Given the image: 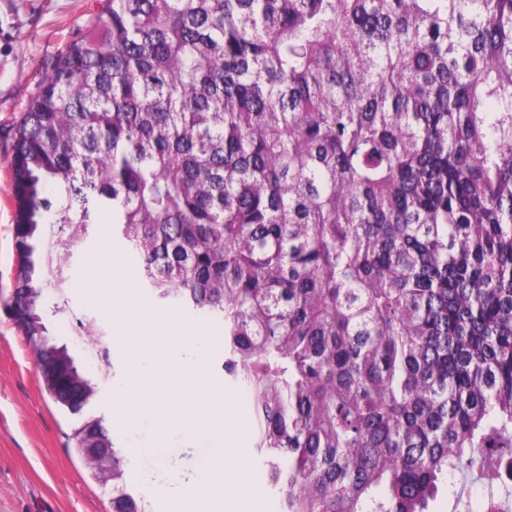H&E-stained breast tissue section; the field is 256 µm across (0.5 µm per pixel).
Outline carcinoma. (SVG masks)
Wrapping results in <instances>:
<instances>
[{"instance_id": "carcinoma-1", "label": "carcinoma", "mask_w": 512, "mask_h": 512, "mask_svg": "<svg viewBox=\"0 0 512 512\" xmlns=\"http://www.w3.org/2000/svg\"><path fill=\"white\" fill-rule=\"evenodd\" d=\"M13 138L32 341L107 217L159 299L224 319L283 512L512 479V0H104ZM38 355L80 413L97 382ZM72 441L145 512L102 419Z\"/></svg>"}]
</instances>
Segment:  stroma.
Wrapping results in <instances>:
<instances>
[{
  "mask_svg": "<svg viewBox=\"0 0 512 512\" xmlns=\"http://www.w3.org/2000/svg\"><path fill=\"white\" fill-rule=\"evenodd\" d=\"M100 9L99 0H0V512H111V486L96 481L70 440L74 427L87 418L104 419L117 447L127 449L125 487L148 510L167 474L185 479L193 471L195 443L180 433L170 437L174 453L167 470L132 453L136 431L119 422L112 407V391L126 374L124 357L117 341L109 340L111 372L99 377L72 316L99 319L107 331L112 321L103 318L84 294L68 292L70 315L53 318L48 325L51 334L67 344L78 367L97 380L96 400L76 415L54 403L24 337L3 308L13 291L16 269V203L9 171L12 128L51 61L85 32ZM105 241L129 271H136V256L106 222L94 225L87 241L74 250L72 270L87 267ZM225 394L238 419L242 470L252 480L248 492L232 486L228 495L241 499L244 512H281L282 497L264 480L265 467L252 451L254 423L248 397L232 388Z\"/></svg>",
  "mask_w": 512,
  "mask_h": 512,
  "instance_id": "obj_1",
  "label": "stroma"
}]
</instances>
